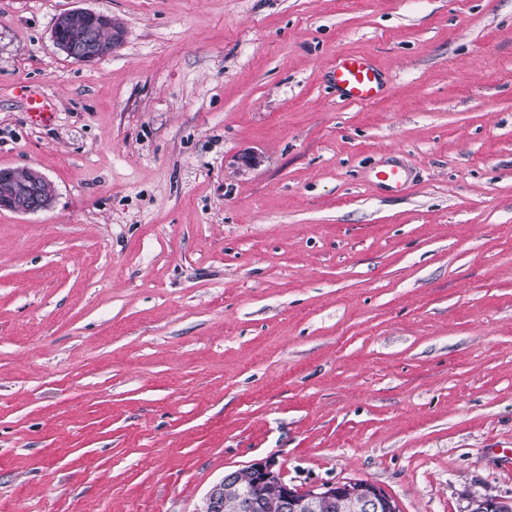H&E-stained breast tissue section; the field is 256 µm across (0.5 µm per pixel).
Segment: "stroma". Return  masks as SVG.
I'll use <instances>...</instances> for the list:
<instances>
[{"instance_id": "stroma-1", "label": "stroma", "mask_w": 512, "mask_h": 512, "mask_svg": "<svg viewBox=\"0 0 512 512\" xmlns=\"http://www.w3.org/2000/svg\"><path fill=\"white\" fill-rule=\"evenodd\" d=\"M76 8L112 55L57 50ZM1 166L56 197L0 210V512H199L263 459L512 501V0H0ZM66 27L77 32L74 40H63L60 37V31ZM109 27L116 31L114 24L112 25V17L108 15L82 8L68 10L57 17L52 29V39L67 57L81 63H92L111 55L119 41V32L116 31L112 40L108 30L102 32ZM331 80L341 97L348 102L372 103L384 90L382 72L364 54H344L330 69ZM25 112H28L32 122L40 126L50 125L56 114V104L48 95L39 89L29 87L22 93ZM377 184L391 190L400 191L407 183L406 172L400 167H389L378 170L374 174Z\"/></svg>"}]
</instances>
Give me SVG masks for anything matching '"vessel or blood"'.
I'll list each match as a JSON object with an SVG mask.
<instances>
[{
	"mask_svg": "<svg viewBox=\"0 0 512 512\" xmlns=\"http://www.w3.org/2000/svg\"><path fill=\"white\" fill-rule=\"evenodd\" d=\"M331 80L341 97L348 102L372 103L379 100L384 90L382 72L363 54H344L330 69ZM22 99L32 122L50 125L56 114V104L48 95L31 87L23 91ZM377 184L391 190H402L407 183L406 172L400 167H389L374 174Z\"/></svg>",
	"mask_w": 512,
	"mask_h": 512,
	"instance_id": "obj_1",
	"label": "vessel or blood"
}]
</instances>
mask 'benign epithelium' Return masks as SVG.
Here are the masks:
<instances>
[{"instance_id": "1", "label": "benign epithelium", "mask_w": 512, "mask_h": 512, "mask_svg": "<svg viewBox=\"0 0 512 512\" xmlns=\"http://www.w3.org/2000/svg\"><path fill=\"white\" fill-rule=\"evenodd\" d=\"M112 26V17L89 9L68 10L59 15L52 29L56 47L67 57L81 63H92L112 54L120 35L105 41L102 30ZM18 169L0 168V210L19 214H35L48 209L55 198V187L43 174L22 181ZM236 481L241 486L238 495L239 512H257L258 501L250 493L256 486L273 485L280 481L273 461L255 462L223 478L206 494L198 512H224V483ZM280 512H320L322 506L331 508L346 504V512H400L396 499L382 487L365 483L364 487L336 498V484L322 483L304 490L281 484L277 495Z\"/></svg>"}]
</instances>
